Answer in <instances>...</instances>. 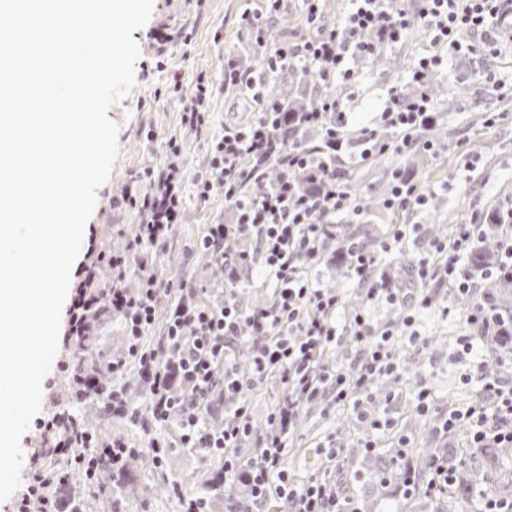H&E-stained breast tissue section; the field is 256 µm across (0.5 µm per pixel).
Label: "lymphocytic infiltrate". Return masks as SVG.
I'll use <instances>...</instances> for the list:
<instances>
[{"label":"lymphocytic infiltrate","mask_w":512,"mask_h":512,"mask_svg":"<svg viewBox=\"0 0 512 512\" xmlns=\"http://www.w3.org/2000/svg\"><path fill=\"white\" fill-rule=\"evenodd\" d=\"M306 2V33L271 46L261 62L260 75H253L234 55L224 59L225 84L255 88L258 108L252 119L225 127L212 142L208 168L197 175L196 190L207 197L213 189L224 192V202L233 213L229 224L207 225L196 243L201 254L209 256L224 272L226 288L220 306L202 302L176 304L168 315L163 347H145L143 338L156 318L161 294L171 293L172 285L159 281L141 260L142 255L164 246L169 231L184 214L181 158L183 144L177 137L167 142L166 162L157 169H145L150 190L144 194L126 193L136 209L139 222L124 251L106 255L98 252L86 265L71 297L67 336L81 340L97 328L103 309L122 316L126 343L123 357L106 361L112 376L110 387H99L97 377L61 362L75 403L96 399L100 410L126 418L131 424L149 426L147 451L154 466H162L179 448H204L224 458V512H244V502L261 503L275 497L287 512H359L354 500L341 494L328 478L313 477L297 483L286 463L288 440L304 406L332 396L336 403L351 402L352 413L363 426L382 430L389 421L377 418L356 397L368 378L393 375L399 365L393 351L399 328H411L415 318L411 303L415 291L400 287L384 277L372 279L377 258L359 247L350 252V275L370 279L366 304L383 303L402 311L400 327L373 328L364 311H356L349 328L364 346L362 363L347 372L330 368L324 362L336 345L340 332L336 315L343 305L339 294L327 292L309 274L328 237L334 236L341 221L358 217L360 208L347 180L336 171V147L344 139L345 110L336 97H326L317 112H301L299 124L321 129L325 149L308 151L295 145L288 156V167L272 184L255 183L243 188V164H262L276 148V134L289 117L280 100L264 91L273 73L293 64L315 69L323 82L356 83L358 74L347 68L352 56L373 55L404 39L414 23L430 32V53L415 62L409 71L406 89H389L381 112L383 125L398 129L402 138L390 145L369 132L365 156H382L390 149L407 150L419 145V133L429 123L434 110L426 91L429 76L443 64L447 51L462 50L467 38H481L489 48H497L500 27L512 19V0H415L406 7L404 0H353L348 15L334 27L320 23L319 0ZM477 236L472 226H464L447 242L434 243L436 253L446 254L442 282L453 293L472 290V278L459 263L461 255L473 250ZM263 266L265 285L271 290L268 305L245 309L235 292L243 271L254 263ZM109 267L112 285L98 287L102 267ZM137 277V292H129L125 282ZM248 339V370L228 363L227 351L240 337ZM507 378H481L483 396L477 402L456 409L442 422L443 432L458 425L470 428L474 444L512 443V358L502 361ZM137 370L149 386L145 410L132 408L125 397L122 379ZM279 377L287 397L268 415V431L257 433L251 424L247 392L258 381ZM224 388L222 429L206 421L208 396L216 386ZM175 422L176 439L160 431ZM49 435L50 448L65 460L59 470L28 471L26 489L17 498L14 512H59L54 495L71 470L81 471L88 482H96L104 468L119 464L135 453V446L120 438L99 442L95 432L66 420L57 413L37 423ZM252 447L251 456L240 453ZM404 493L424 487L426 495L448 493L455 483L447 456L435 457L425 483H417L410 467L398 472Z\"/></svg>","instance_id":"f902f5d3"}]
</instances>
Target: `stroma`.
Listing matches in <instances>:
<instances>
[{"instance_id":"stroma-1","label":"stroma","mask_w":512,"mask_h":512,"mask_svg":"<svg viewBox=\"0 0 512 512\" xmlns=\"http://www.w3.org/2000/svg\"><path fill=\"white\" fill-rule=\"evenodd\" d=\"M260 8L261 0H253ZM244 0H155L154 12L133 37L140 48L135 66L136 87L122 102L113 104L109 117L120 125V157L110 178L98 189L96 205L84 233L96 246L123 249L133 236L138 222L136 210L122 205L128 188L146 192L147 183L137 182L144 169L162 166L165 146L173 135L184 141V215L174 225L162 250L153 253V264L160 280L184 285L183 294L162 296L160 306L178 300L190 303L205 298L220 299L213 285L218 280L214 266L194 246L205 225L224 219V193L213 190L208 198L198 197L194 178L206 167L214 136L225 126L247 121L256 109L247 88L224 87V56L240 52L246 38L240 17ZM165 28L170 39L157 44L153 29ZM357 69L356 85H339L340 100L347 112V132L365 134L380 123L384 96L394 77L370 67L366 58L351 60ZM448 87L465 83V93L454 95L453 104L441 118L448 129L440 152L415 148L380 157L376 161L357 162L349 154L341 160L357 185L358 204L372 205L369 250L378 252L380 262L396 266L399 258L418 262L429 259L432 268H440L443 257L432 247V225H439L444 239H453L464 224L482 225L491 207L512 206V51L501 54L482 52L453 55L441 68ZM214 81L210 112L205 126L189 130L181 123L182 96L191 95L197 74ZM180 81L181 96H174L173 81ZM414 159L415 182L436 194L422 209H389L382 200L386 189L385 173L403 167ZM417 225L391 252H381L396 225ZM431 299L428 307L416 308V342L402 341L396 349L400 372L389 386L393 399L378 403L375 411L392 419L393 430L376 433L378 442L373 454H365L361 442L363 429L353 419L350 405L322 403L302 414L288 444V466L298 479L323 474L326 463L317 445L325 437H334L343 450L342 487L354 497L361 512H416L418 499L404 498L396 481L389 475L397 467L391 449L398 434H411L415 447L431 448L433 434L410 432L408 425L415 416V395L419 388L430 390L437 410L445 412L469 404L479 388L466 383L465 374L482 370L493 360L489 342L473 338V351L458 355L459 337L468 335L463 318L443 316L441 309L453 300L438 281H429L425 290ZM123 349L121 316L113 314L110 322L85 342L71 341L60 349L59 358L81 357L90 353L96 358L117 354ZM224 473V459L205 449L181 450L173 464L160 468L152 463L133 465L123 492H115L109 479L90 485H69L67 500L82 501L86 512H110L112 500H119L121 512H182L183 497H197L211 490ZM177 482L180 493L173 496L163 490L164 483Z\"/></svg>"}]
</instances>
